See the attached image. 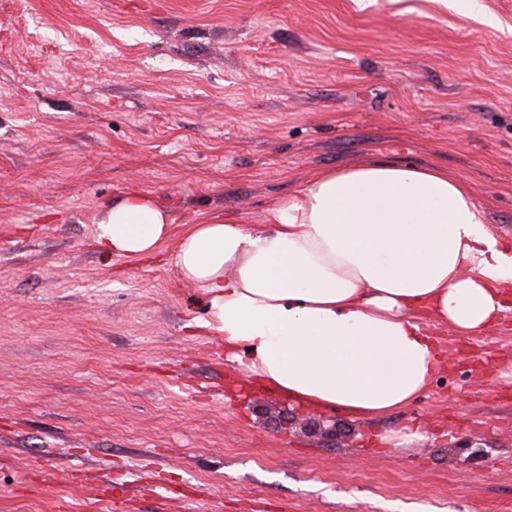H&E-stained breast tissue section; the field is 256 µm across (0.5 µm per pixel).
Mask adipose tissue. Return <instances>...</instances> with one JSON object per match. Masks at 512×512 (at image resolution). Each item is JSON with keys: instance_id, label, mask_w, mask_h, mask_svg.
<instances>
[{"instance_id": "adipose-tissue-1", "label": "adipose tissue", "mask_w": 512, "mask_h": 512, "mask_svg": "<svg viewBox=\"0 0 512 512\" xmlns=\"http://www.w3.org/2000/svg\"><path fill=\"white\" fill-rule=\"evenodd\" d=\"M178 235L180 275L201 285L224 359L288 402L378 420L415 401L439 364L434 329L479 336L512 313V242L461 179L374 160L317 172L265 223L210 217L174 229L131 192L95 241L140 258Z\"/></svg>"}]
</instances>
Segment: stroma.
<instances>
[{
	"instance_id": "35a3bbf8",
	"label": "stroma",
	"mask_w": 512,
	"mask_h": 512,
	"mask_svg": "<svg viewBox=\"0 0 512 512\" xmlns=\"http://www.w3.org/2000/svg\"><path fill=\"white\" fill-rule=\"evenodd\" d=\"M482 2L0 0V512H512V317L403 410L309 412L225 362L177 238L93 242L133 188L261 224L376 159L512 241V0Z\"/></svg>"
}]
</instances>
